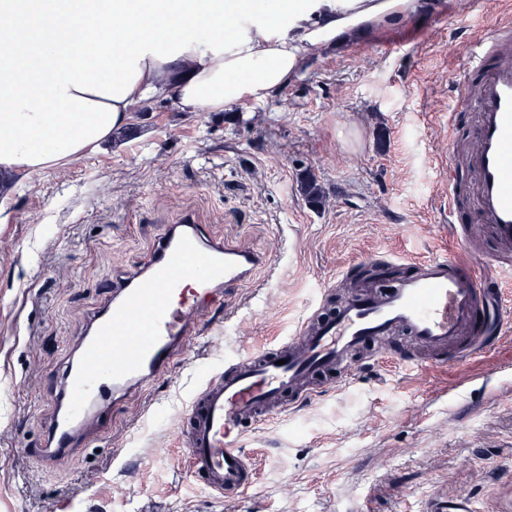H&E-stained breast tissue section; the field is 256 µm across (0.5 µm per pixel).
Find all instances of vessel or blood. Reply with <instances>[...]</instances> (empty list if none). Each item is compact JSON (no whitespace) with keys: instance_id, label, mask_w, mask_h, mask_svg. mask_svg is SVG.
Here are the masks:
<instances>
[{"instance_id":"b4317fda","label":"vessel or blood","mask_w":512,"mask_h":512,"mask_svg":"<svg viewBox=\"0 0 512 512\" xmlns=\"http://www.w3.org/2000/svg\"><path fill=\"white\" fill-rule=\"evenodd\" d=\"M453 111L477 116L471 139L448 152L465 151L474 171L469 194L481 223L502 252H512V19L476 40L469 67L455 90ZM264 254L209 239L201 225L170 226L134 274L113 289L69 356L58 409L41 454L65 455L89 418H102L108 399L153 385L171 368L183 339L227 289L252 280ZM485 260L468 253L431 256L389 286L368 284L328 317L313 303L289 335L224 361V369L192 396L182 447L184 461L206 489L241 494L257 483L240 440L304 403L318 387L312 378L333 368L344 380L362 373L363 347L399 334L411 347H389L388 358L424 367L419 352L436 362L475 360L505 335L504 297L498 281L480 273ZM193 287H186V280Z\"/></svg>"}]
</instances>
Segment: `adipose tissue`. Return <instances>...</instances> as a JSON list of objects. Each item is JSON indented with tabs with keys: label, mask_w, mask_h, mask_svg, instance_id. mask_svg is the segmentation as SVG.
Instances as JSON below:
<instances>
[{
	"label": "adipose tissue",
	"mask_w": 512,
	"mask_h": 512,
	"mask_svg": "<svg viewBox=\"0 0 512 512\" xmlns=\"http://www.w3.org/2000/svg\"><path fill=\"white\" fill-rule=\"evenodd\" d=\"M0 0V175L100 151L151 99L224 112L415 0Z\"/></svg>",
	"instance_id": "adipose-tissue-1"
}]
</instances>
